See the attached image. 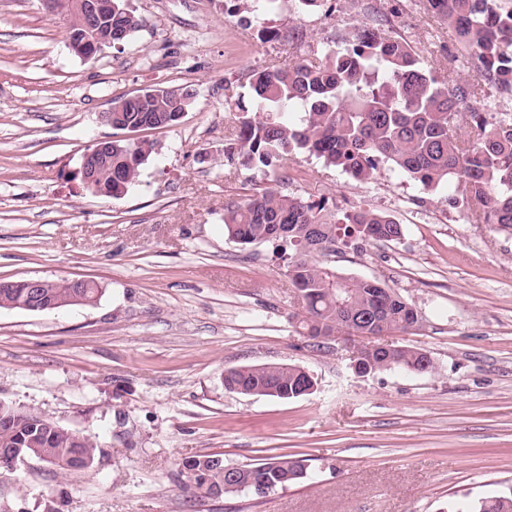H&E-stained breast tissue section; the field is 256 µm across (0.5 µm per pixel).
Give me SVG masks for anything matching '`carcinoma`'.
Segmentation results:
<instances>
[{"label":"carcinoma","mask_w":512,"mask_h":512,"mask_svg":"<svg viewBox=\"0 0 512 512\" xmlns=\"http://www.w3.org/2000/svg\"><path fill=\"white\" fill-rule=\"evenodd\" d=\"M428 13L448 25V36L472 58L475 82L462 83L428 71L414 47L380 16L360 28L352 46H336L313 61L298 59L256 70L250 81L253 106H237L238 137L224 142V159L250 171H263L290 156L308 154L352 177L373 178L386 161L426 191L456 183L473 224H492L512 233V113L494 111L497 96L512 95V6L502 0H426ZM144 25L125 0H112V42L121 43ZM195 98L188 88L154 93L112 109V128L162 129L180 120ZM465 115V125L450 129L449 119ZM112 161L98 169V194L124 195L139 179L155 151L148 140H114ZM224 234L236 244H269L284 262L292 286L306 309L303 329L315 339L340 331L342 320L367 314L376 279L345 275L322 259L336 251L374 242H393L403 226L371 208L330 212L322 205L271 187H255L240 203L224 207ZM102 289L93 280L74 288L51 280L40 302L52 311L82 298L97 300ZM21 288H0V308L24 309ZM406 300L392 293L390 313L379 318V335L408 330ZM422 350L408 346L378 370L411 374L433 371ZM305 378L296 364L229 367L224 388H263V397L301 396ZM0 446L21 448L32 458H48L63 473L91 468L101 453L91 440L77 441L71 430L22 407H0ZM188 481L203 497L212 488L221 496L266 492L296 484L306 464L282 454L260 463L234 465L219 453L183 462ZM454 512H512V495L466 502Z\"/></svg>","instance_id":"cac0c4a2"}]
</instances>
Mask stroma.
Here are the masks:
<instances>
[{"mask_svg":"<svg viewBox=\"0 0 512 512\" xmlns=\"http://www.w3.org/2000/svg\"><path fill=\"white\" fill-rule=\"evenodd\" d=\"M240 4L129 0L144 26L86 62L63 14L0 0V278L103 288L90 305L0 308V402L102 446L84 473L36 459L0 470V512H450L512 492V234L469 223L465 200L384 162L362 182L306 155L263 172L222 156L238 133L226 96L248 98L252 71L353 40L370 11L435 74L473 80L466 53L424 0H281L273 14ZM182 85L194 106L178 126L141 131L157 150L127 194L85 190L81 156L112 136L101 115L113 100ZM253 183L402 224L400 240L331 261L417 309L414 328L384 340L427 351L433 372L360 377L357 338L313 347L272 246L224 235L225 206ZM264 363L300 365L317 388L289 400L225 390V368ZM212 453L234 464L296 454L309 477L262 498L200 497L182 463Z\"/></svg>","mask_w":512,"mask_h":512,"instance_id":"35a3bbf8","label":"stroma"}]
</instances>
